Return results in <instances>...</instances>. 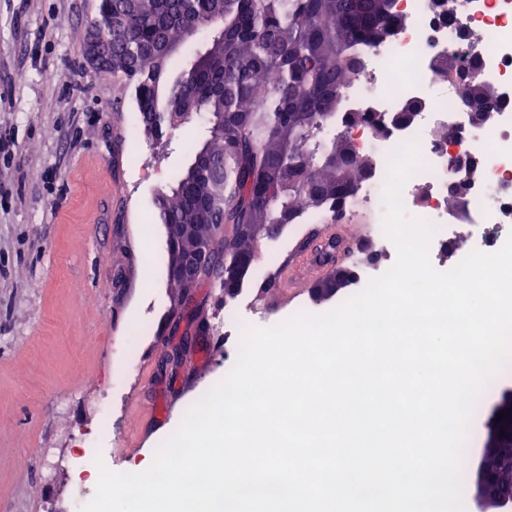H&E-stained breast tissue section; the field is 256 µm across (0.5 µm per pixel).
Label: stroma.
<instances>
[{
    "label": "stroma",
    "mask_w": 512,
    "mask_h": 512,
    "mask_svg": "<svg viewBox=\"0 0 512 512\" xmlns=\"http://www.w3.org/2000/svg\"><path fill=\"white\" fill-rule=\"evenodd\" d=\"M96 6L0 0V512H74L76 474L54 459L75 456L78 432L106 429L112 471H131L228 365L212 330L227 306L204 286L174 308L165 229L154 221L158 190L189 164L186 146L205 127L172 131L144 171L130 172L134 103L84 55ZM316 231L290 224L260 243L244 284L254 325L322 314L350 295L314 301L313 275L296 299L280 288L282 267ZM185 332L196 344L176 375L160 377V357ZM107 387L108 418L96 405ZM510 389L512 360L479 396L466 457L484 448Z\"/></svg>",
    "instance_id": "35a3bbf8"
}]
</instances>
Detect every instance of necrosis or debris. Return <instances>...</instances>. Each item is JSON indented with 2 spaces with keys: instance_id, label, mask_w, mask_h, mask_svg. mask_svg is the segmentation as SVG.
<instances>
[{
  "instance_id": "obj_1",
  "label": "necrosis or debris",
  "mask_w": 512,
  "mask_h": 512,
  "mask_svg": "<svg viewBox=\"0 0 512 512\" xmlns=\"http://www.w3.org/2000/svg\"><path fill=\"white\" fill-rule=\"evenodd\" d=\"M405 23L391 41L368 50L363 71L345 90L349 111L379 116L401 111L405 104L420 106L407 126L375 134L370 126L348 127L359 150L375 160L372 176L361 182L349 204L368 213L378 250L395 256L394 244L383 232L384 183L387 160L402 143L418 146L422 167L403 190L409 215L432 221L437 231L429 255L445 249L455 221L476 227L472 248L486 253L505 243L512 223V0H456L453 12L432 8L429 0H396ZM476 60V77L492 86L498 97L492 129L470 125L457 86L440 71L449 51ZM455 127L459 136L448 143L444 133ZM459 163L449 166V154ZM468 182L464 212L448 209V188Z\"/></svg>"
}]
</instances>
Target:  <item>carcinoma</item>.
I'll return each instance as SVG.
<instances>
[{
    "instance_id": "1",
    "label": "carcinoma",
    "mask_w": 512,
    "mask_h": 512,
    "mask_svg": "<svg viewBox=\"0 0 512 512\" xmlns=\"http://www.w3.org/2000/svg\"><path fill=\"white\" fill-rule=\"evenodd\" d=\"M394 0H98L94 26L112 39L96 69L134 93L147 134L205 114L207 137L173 184L157 192L159 223L190 224L194 237L169 235V281L181 291L206 283L223 295L238 263L306 212L330 214L349 204L373 168L336 125L340 90L357 76L363 53L391 39L403 18ZM210 30V47L188 66H170L185 39ZM442 69L459 79L467 102L486 99L450 53ZM349 160L345 180L330 158ZM231 229L224 248L213 246ZM209 250L213 269L183 274L179 259Z\"/></svg>"
}]
</instances>
